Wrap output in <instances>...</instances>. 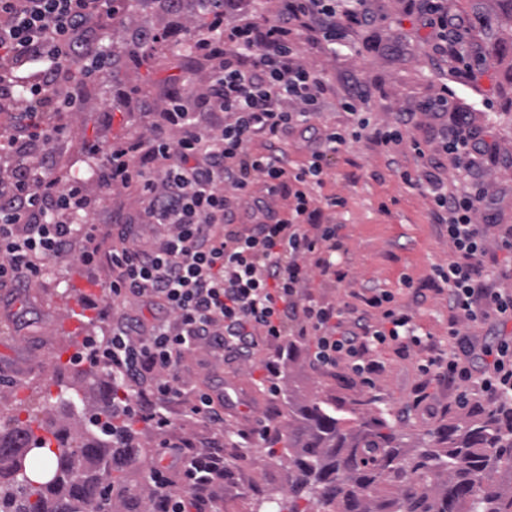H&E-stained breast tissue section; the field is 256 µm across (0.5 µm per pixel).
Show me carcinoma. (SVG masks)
I'll return each mask as SVG.
<instances>
[{
	"instance_id": "carcinoma-1",
	"label": "carcinoma",
	"mask_w": 512,
	"mask_h": 512,
	"mask_svg": "<svg viewBox=\"0 0 512 512\" xmlns=\"http://www.w3.org/2000/svg\"><path fill=\"white\" fill-rule=\"evenodd\" d=\"M483 31L512 23V0H471ZM512 52L497 37L483 56ZM282 457L287 489L278 512H512V402L445 423L410 448L381 418L348 426L312 399L288 398ZM141 461L135 448L112 447V405L85 404L77 428L62 433L36 415L0 428V512H134L150 485L124 484L109 459Z\"/></svg>"
}]
</instances>
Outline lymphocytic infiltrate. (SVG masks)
<instances>
[{"label":"lymphocytic infiltrate","mask_w":512,"mask_h":512,"mask_svg":"<svg viewBox=\"0 0 512 512\" xmlns=\"http://www.w3.org/2000/svg\"><path fill=\"white\" fill-rule=\"evenodd\" d=\"M239 0H209L203 21L189 37L188 61L208 72L203 91L173 95L153 112L150 132L112 146L99 182L103 188H136L143 206L117 224L110 247L84 251V259L103 255L112 276L113 301L134 298L153 307L152 321L128 312L110 319L104 338L90 337L73 356L75 363L100 368L112 380V442L129 448L138 423L169 430L168 404L181 398L184 380L177 368L186 353L204 349L214 358L253 362L261 342L287 347L296 339L311 343L312 363L332 368L347 362L359 376L381 368L375 352L393 345L420 344L414 317L391 292L366 288L358 302L336 308L303 296L309 268L334 284L348 274L331 256L343 247L340 227L323 221L324 208L340 206L336 197L318 202L328 153L346 142L341 131L317 127L324 106L323 77L297 59V41H344L354 27L376 16L366 0H277L273 15L241 16ZM127 0H0V102H23L0 133V159L12 166L0 185V286L19 287L38 278L47 261L61 256L78 237L91 232L78 224L90 199L82 180L58 172L54 148L62 129L48 122L50 112L80 111L78 88L61 84V74L78 67L82 80L110 69L100 51L102 19L126 13ZM424 26L435 33V50L459 60L466 30L440 0H428ZM454 111L456 122L444 150L455 167L471 171L497 149L479 141L468 112L454 109L448 91L422 107L433 117ZM209 112L223 113L219 123ZM308 132L310 156L293 167L282 147L290 131ZM263 138L266 151L253 150ZM400 179L428 196L436 223L445 225L454 256L433 274L448 287V350L429 357L424 370L436 377L471 384L462 403L481 394H512V291L483 287L488 225L478 213L490 206L483 185L472 182L458 193L433 170H403ZM265 196L255 200L260 219L235 228L236 200L249 196L255 181ZM287 203L285 216L271 218L269 202ZM377 319H370V311ZM486 327L477 337L463 323ZM233 398L223 382L197 389L184 413L224 427V410ZM173 458L182 480L171 490L166 458ZM228 475L224 444L194 451L190 441L164 446L149 471L161 512H222L217 495Z\"/></svg>","instance_id":"f902f5d3"}]
</instances>
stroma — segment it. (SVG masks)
<instances>
[{"instance_id":"1","label":"stroma","mask_w":512,"mask_h":512,"mask_svg":"<svg viewBox=\"0 0 512 512\" xmlns=\"http://www.w3.org/2000/svg\"><path fill=\"white\" fill-rule=\"evenodd\" d=\"M372 9L376 24L355 29L335 51L303 39L297 43L301 62L321 73L329 86L319 124L345 129L347 139L337 153L328 156L324 183L315 194L320 199L340 196L345 200L325 215L340 227L344 247L336 261L347 271L348 283L336 286L314 269L302 292L340 308L350 302L354 291H392L397 303L412 312L423 343L404 353L392 347L381 349L382 368L369 385L343 361L317 369L305 343L291 350L274 381L259 361L227 364L201 349L187 355L180 366L184 380L199 386L220 377L235 391V406L224 422V456L232 471L224 481L226 512H247L258 490L283 484V467L269 458L270 441H245L241 434L262 421L279 426L288 410L287 392L336 403L344 419L356 401H367L370 415L387 418L411 438L443 423L466 420L473 413L472 406L455 403L456 395L466 388L464 382L451 383L421 370L432 350L448 347V300L437 291L432 269L447 265L452 249L445 225L432 217L430 200L397 174L398 169L412 171L428 160L439 163L444 181L454 184L451 162L441 149L444 128L452 118H421L391 155L375 147L367 130L349 121L339 104L348 98L352 84H362L367 99L361 115L370 128L381 127L395 113L420 111L442 87H449L457 104L470 112L473 130L499 148L495 158L483 161L494 205L478 216L479 223L490 224L488 242L493 245L503 228L512 226V83L491 64L474 65L469 76H451L433 49L428 30L406 14L404 0H373ZM198 12L197 0H183L176 12L159 9L156 0H133L126 15L113 19L101 43L116 61L112 73L83 85L82 111L55 116L66 129L56 148L60 162L65 172L83 180L95 201L87 227L96 237L104 236L119 213L133 214L141 208L142 197L135 188L116 186L106 192L98 181L99 171L107 164L108 147L150 127L149 118L135 111V103L147 99L162 106L170 93L199 91L208 81L207 73L195 70L172 50L173 45L186 43ZM157 28L167 30V41L151 53L139 49L138 37ZM83 250L79 241L63 257L50 261L34 287L0 288V414L11 410L27 418L39 401L56 400L64 388L90 402L111 397L112 381L107 375L69 359L85 337L101 335L112 313L106 267L98 260L83 264ZM405 275L423 289V300L417 302L399 292L398 282ZM273 383L278 392L270 391ZM420 387L425 399L418 404L414 397ZM167 410L173 419L167 434L138 425L141 448L156 454L166 439L174 443L190 439L198 448H207L213 429L205 419L183 416L179 400L170 402Z\"/></svg>"}]
</instances>
